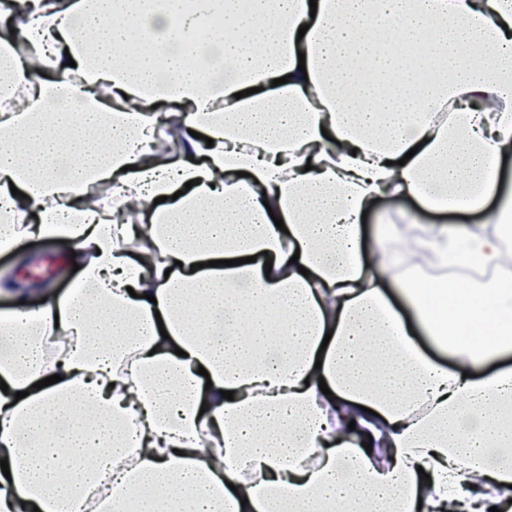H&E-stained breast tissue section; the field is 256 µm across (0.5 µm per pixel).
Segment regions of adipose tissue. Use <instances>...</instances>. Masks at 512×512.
<instances>
[{
	"instance_id": "obj_1",
	"label": "adipose tissue",
	"mask_w": 512,
	"mask_h": 512,
	"mask_svg": "<svg viewBox=\"0 0 512 512\" xmlns=\"http://www.w3.org/2000/svg\"><path fill=\"white\" fill-rule=\"evenodd\" d=\"M7 21L0 253L60 239L79 275L0 316V512H112L135 486L138 512H512V274L433 288L401 273L404 227L362 226L403 197L479 209L414 247L501 265L512 0Z\"/></svg>"
}]
</instances>
